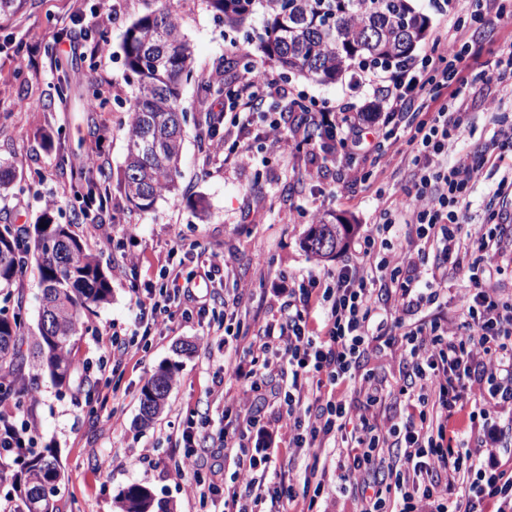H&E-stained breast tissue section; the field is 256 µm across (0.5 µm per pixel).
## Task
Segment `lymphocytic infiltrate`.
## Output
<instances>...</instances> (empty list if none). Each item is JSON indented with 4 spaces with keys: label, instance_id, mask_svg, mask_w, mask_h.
Returning a JSON list of instances; mask_svg holds the SVG:
<instances>
[{
    "label": "lymphocytic infiltrate",
    "instance_id": "lymphocytic-infiltrate-1",
    "mask_svg": "<svg viewBox=\"0 0 512 512\" xmlns=\"http://www.w3.org/2000/svg\"><path fill=\"white\" fill-rule=\"evenodd\" d=\"M458 42L439 37L425 59L455 80L451 99L470 83L512 78V53L463 76ZM268 87L267 78L245 76L233 111L218 114L225 130L238 127L241 110ZM387 89L386 121L409 134L412 188L358 236L355 262L275 289L271 319L247 321L237 298L224 306L225 335L246 340L224 360L241 385L228 400L238 428L216 438L235 470L226 479L214 468L190 484L193 496L220 499L224 512H312L335 490L351 491L354 512H512V458L499 452L512 435V295L491 286L512 263V216L491 214L474 231L461 222L485 164L512 157V128L462 154L463 113L432 106L414 62L390 72ZM426 108L430 116L419 118ZM311 120L339 133L340 155L362 149L363 131L345 109L323 106ZM466 269L470 285L449 291V274ZM195 278L165 270L139 301L135 327L152 336L206 315L209 301L194 297ZM191 297L194 309L183 308ZM381 349L398 359L397 387L358 373ZM394 396L401 410L385 415ZM302 454L313 462L300 475L277 468L278 457Z\"/></svg>",
    "mask_w": 512,
    "mask_h": 512
}]
</instances>
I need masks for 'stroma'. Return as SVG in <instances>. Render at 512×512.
Wrapping results in <instances>:
<instances>
[{"label":"stroma","mask_w":512,"mask_h":512,"mask_svg":"<svg viewBox=\"0 0 512 512\" xmlns=\"http://www.w3.org/2000/svg\"><path fill=\"white\" fill-rule=\"evenodd\" d=\"M194 51L190 78L182 104L189 115L181 158L177 196L159 199L148 211L127 201L118 180L127 154V110L135 92L125 73L121 48L126 28L157 9V0H27L11 20L0 22V162L13 166L18 181L0 199V224L23 228L35 222L48 205H56V221L70 224L74 234L100 260L112 285L110 303L96 308L89 322L92 333L77 338L73 350V383L81 394L58 389L40 377L33 423L38 446L53 448L66 472L61 491L62 512H115V497L128 486L149 487L168 500L174 512H212L188 493L187 478L177 476L174 461L183 453L176 434L186 425L207 438L234 431L235 415L212 395V380L224 359V339L207 336L206 322L191 321L162 336L141 341L134 336L136 303L147 285L160 281L163 269L178 266L176 239L197 243L216 253L224 275L207 292L215 313L226 299L243 293L249 316L266 317L272 290L301 281L311 274L336 270L347 249L318 259L302 242L318 222L341 220L354 234L377 223L382 199L413 184L412 156L404 140L383 142L378 154L358 152L347 161L337 153L309 149L280 150L259 139L260 115L249 116L244 132L252 142L248 162L224 166L210 161L214 142L223 133L202 137L211 110L198 89L204 83L243 79L240 50L255 51L262 25L253 19L240 30L225 27L205 0H168ZM101 5L99 17L72 24L77 6ZM68 63L66 72L55 59ZM264 70L273 84L277 112L286 126H296L300 113L290 106L306 97L328 107L349 103L352 113L378 105L369 127H382L388 102L371 89L351 91L348 82L320 84L281 75L273 64ZM104 100L89 110V88ZM462 109L469 117L468 147L484 145L496 122H512V92L496 83H478ZM113 174L105 193L106 209L99 219L112 229L111 241L101 240L87 224L71 221L74 175L87 168L89 156ZM502 174L485 168L470 196L465 222L485 224L490 210L512 211V200L495 189ZM138 227L135 238L121 232ZM135 255L128 267L124 258ZM119 335L131 355L123 371L103 377L99 360L107 356L112 335ZM196 344L188 356H177L176 344ZM178 366L169 405L149 429L137 427L141 388L158 367ZM108 402H101V395ZM150 449V462L140 454Z\"/></svg>","instance_id":"obj_1"}]
</instances>
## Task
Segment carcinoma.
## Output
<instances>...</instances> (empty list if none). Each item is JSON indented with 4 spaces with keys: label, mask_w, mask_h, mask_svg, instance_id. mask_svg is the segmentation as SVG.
<instances>
[{
    "label": "carcinoma",
    "mask_w": 512,
    "mask_h": 512,
    "mask_svg": "<svg viewBox=\"0 0 512 512\" xmlns=\"http://www.w3.org/2000/svg\"><path fill=\"white\" fill-rule=\"evenodd\" d=\"M224 26L242 28L262 17L259 49L281 70L314 83H336L360 69L385 70L413 56L430 27L410 0H206ZM127 79L135 87L127 125L128 148L121 185L131 206L153 208L178 189L187 111L181 104L183 77L190 75L193 50L179 17L167 5L136 19L124 32ZM111 178L99 168L80 173L76 198L100 192ZM348 233L346 224L319 223L305 238L309 253L328 257ZM35 264L42 295L36 331L25 334L23 306L0 309V402L32 416L36 378L25 368L70 388L71 350L91 330L87 314L112 300V287L99 259L46 210L35 224L16 230L0 225V291L13 295L24 267ZM176 365L167 363L147 380L140 396V427L166 409ZM11 486L17 512H60L65 473L49 447L17 454ZM118 512H170V504L146 486L132 484L117 496Z\"/></svg>",
    "instance_id": "1"
}]
</instances>
